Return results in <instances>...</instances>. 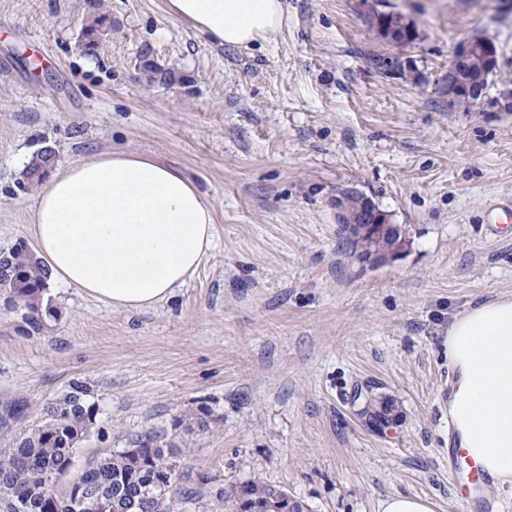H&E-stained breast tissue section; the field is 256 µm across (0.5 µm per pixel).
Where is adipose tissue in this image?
<instances>
[{"label": "adipose tissue", "instance_id": "1", "mask_svg": "<svg viewBox=\"0 0 512 512\" xmlns=\"http://www.w3.org/2000/svg\"><path fill=\"white\" fill-rule=\"evenodd\" d=\"M213 41L276 34L282 0H167ZM36 253L50 278L112 307L138 310L185 284L214 246L213 207L180 169L112 152L55 172L35 198ZM448 427L483 472L512 482V298L467 309L448 327Z\"/></svg>", "mask_w": 512, "mask_h": 512}]
</instances>
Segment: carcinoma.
I'll return each mask as SVG.
<instances>
[{
    "mask_svg": "<svg viewBox=\"0 0 512 512\" xmlns=\"http://www.w3.org/2000/svg\"><path fill=\"white\" fill-rule=\"evenodd\" d=\"M99 9V0H88V22L81 35L88 54L95 53L105 31L106 18ZM381 23L390 30L402 31L401 42L416 37L414 32L407 33L398 13H373L371 24ZM139 62L147 83L176 82L174 72L157 66L148 52L140 54ZM46 166L41 154L32 155L23 172L27 184H41L48 175ZM0 266L8 270L0 275V291L13 296L12 306L23 310V319L32 329L41 330L46 319L53 316L45 300L48 269L24 241L3 249ZM89 397L85 385L71 382L67 392L47 410L42 423L18 436L11 448L0 451V496L8 501L9 508L25 502L27 512H182L184 505L200 501L209 478L200 474L197 482L188 483L179 453L171 443L152 433L137 436L131 439L130 447L92 461L79 476L80 483L91 490L85 500L90 502L102 493L107 507H87L72 489L57 494L56 482L69 473L79 443L94 424ZM285 493L254 478L229 486L218 501L224 503V512H276L271 503Z\"/></svg>",
    "mask_w": 512,
    "mask_h": 512,
    "instance_id": "obj_1",
    "label": "carcinoma"
}]
</instances>
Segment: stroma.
<instances>
[{
  "label": "stroma",
  "instance_id": "1",
  "mask_svg": "<svg viewBox=\"0 0 512 512\" xmlns=\"http://www.w3.org/2000/svg\"><path fill=\"white\" fill-rule=\"evenodd\" d=\"M283 3L270 41L228 47L167 0H102L112 25L88 56L86 0H0V248L34 241L22 172L47 144L61 169L111 150L159 158L215 220L208 258L154 307L53 282L56 316L34 332L0 298V449L78 379L95 424L57 493L154 431L211 480L189 512H224L214 490L255 477L308 512H376L391 493L464 512L448 326L512 297V222L489 211L512 200V0ZM374 9L416 39L380 37ZM468 34L498 52L476 102L448 94ZM145 48L174 84L138 81ZM350 188L405 226L391 262L351 261L333 207ZM381 23H385L389 30H401L402 35L396 42H411L416 37V29L413 27V32L408 35L406 30V23L403 20V17L398 13H390V12H380L376 10L375 13L371 16V24L380 25Z\"/></svg>",
  "mask_w": 512,
  "mask_h": 512
}]
</instances>
